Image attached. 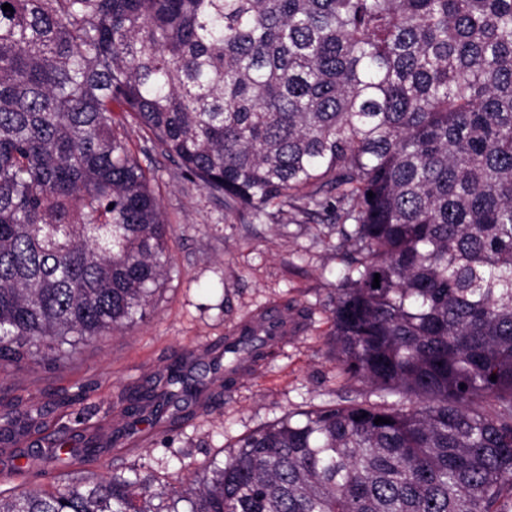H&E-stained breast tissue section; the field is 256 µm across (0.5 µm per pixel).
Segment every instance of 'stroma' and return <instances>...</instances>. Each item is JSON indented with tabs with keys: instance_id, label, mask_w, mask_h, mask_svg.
Returning a JSON list of instances; mask_svg holds the SVG:
<instances>
[{
	"instance_id": "35a3bbf8",
	"label": "stroma",
	"mask_w": 512,
	"mask_h": 512,
	"mask_svg": "<svg viewBox=\"0 0 512 512\" xmlns=\"http://www.w3.org/2000/svg\"><path fill=\"white\" fill-rule=\"evenodd\" d=\"M131 151L152 172L151 188L174 231V270L143 323L96 338L69 365L30 363L0 373V406L45 408L41 428L0 443V487L52 489L61 472L106 476L114 466L151 467L173 484L204 475L229 446L256 428L299 409L370 397L371 387L343 373L330 349L336 284L346 255L332 214L269 204L261 216L225 209L198 183L182 177L150 134L128 129ZM289 306L291 331L274 358L258 362L230 390L207 384L188 407L169 410V444L155 442L149 415H122V397L165 378L180 362L198 376L207 350L258 309ZM67 440L63 459L35 456L45 439Z\"/></svg>"
}]
</instances>
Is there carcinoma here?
<instances>
[{"instance_id": "obj_1", "label": "carcinoma", "mask_w": 512, "mask_h": 512, "mask_svg": "<svg viewBox=\"0 0 512 512\" xmlns=\"http://www.w3.org/2000/svg\"><path fill=\"white\" fill-rule=\"evenodd\" d=\"M5 3L0 366L130 329L173 268L124 112L228 210L351 225L333 349L376 400L290 412L185 489L130 465L0 512H512V0ZM276 347H211L223 387Z\"/></svg>"}]
</instances>
